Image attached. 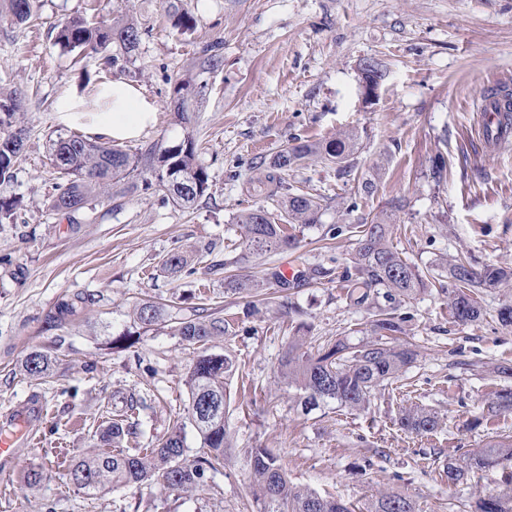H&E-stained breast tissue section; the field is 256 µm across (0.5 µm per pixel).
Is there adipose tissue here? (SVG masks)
Segmentation results:
<instances>
[{
  "instance_id": "adipose-tissue-1",
  "label": "adipose tissue",
  "mask_w": 512,
  "mask_h": 512,
  "mask_svg": "<svg viewBox=\"0 0 512 512\" xmlns=\"http://www.w3.org/2000/svg\"><path fill=\"white\" fill-rule=\"evenodd\" d=\"M93 134L115 140L134 139L156 119L157 107L134 85L118 80L97 86Z\"/></svg>"
}]
</instances>
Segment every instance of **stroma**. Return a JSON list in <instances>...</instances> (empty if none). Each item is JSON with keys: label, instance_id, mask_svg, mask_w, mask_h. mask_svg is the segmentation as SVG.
Instances as JSON below:
<instances>
[{"label": "stroma", "instance_id": "1", "mask_svg": "<svg viewBox=\"0 0 512 512\" xmlns=\"http://www.w3.org/2000/svg\"><path fill=\"white\" fill-rule=\"evenodd\" d=\"M194 31L172 30L164 0H35L36 25L0 22V86L18 90L27 127L26 152L0 194L22 198L13 222L0 224V410L29 397L44 415L29 426L32 443L17 464L0 467V512H259L251 489V453L277 456L294 485L330 496L351 512H371L381 494L409 498L415 512H472L480 490L500 486L512 461L466 472L457 484L440 476L451 459L512 437V412L487 417V404L512 367V329L497 318L512 288L482 291L480 318L455 323L448 282L427 279L418 293L391 299L372 291L350 304L346 269L358 224L385 214L402 257L420 271L436 260L466 255L476 265L512 267V137L497 149L478 138L479 101L486 90L512 92V0H186ZM112 23L132 16L141 40L104 67L98 55L68 52L55 24L78 15ZM221 42L224 64L191 123L174 110V88L195 52ZM374 60L385 78L378 96H364L361 68ZM116 79L133 82L158 109L155 124L122 146L136 153L192 138L209 189L189 210L145 182L114 187L74 220L52 214L47 198L62 177L50 160L57 135L88 134L85 113L63 120L62 95L87 93ZM355 134L351 176L308 159L285 176L291 191L323 195L318 223L297 226V249L254 256L245 274L288 264L317 269L310 284L266 299L263 290L235 292L228 262L244 253L236 222L244 210L275 202L250 188L286 143H324ZM374 185L354 199L357 181ZM357 209H350V202ZM194 274L172 276L162 262L173 251ZM76 294L87 301L57 329L45 319ZM142 298L165 304L168 320L149 331L134 323ZM204 306L231 320L230 335L210 351L235 356L224 416L229 446L224 466L207 471L204 491L179 493L161 484L90 495L68 480L80 456L101 447L116 414L134 422L140 447L156 445L185 417L186 373L195 349L171 324ZM403 317L418 356L398 382L366 407L330 401L303 409L281 360L295 331L317 350L340 337L372 339L376 308ZM139 343L110 348L113 337ZM50 354V376L20 370L32 350ZM439 417L416 436L398 425L404 408ZM43 469L37 487L27 468Z\"/></svg>", "mask_w": 512, "mask_h": 512}]
</instances>
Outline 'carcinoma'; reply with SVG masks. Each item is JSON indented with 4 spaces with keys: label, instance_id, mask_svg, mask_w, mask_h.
<instances>
[{
    "label": "carcinoma",
    "instance_id": "obj_1",
    "mask_svg": "<svg viewBox=\"0 0 512 512\" xmlns=\"http://www.w3.org/2000/svg\"><path fill=\"white\" fill-rule=\"evenodd\" d=\"M166 12L175 29L194 28L196 19L184 0H165ZM33 17V0H0V19L22 24ZM56 42L69 51L104 53L113 44L130 51L140 40L138 26L132 21L105 25L85 18H73L55 26ZM221 44L203 47L193 58L192 74L175 87V111L184 123L190 121L189 101L203 98L205 76L222 63ZM20 101L15 91L0 90V185L14 180L17 165L25 152L27 132L17 118ZM356 138L346 135L325 144H287L270 163L272 171L258 180L256 191L267 199L278 198L281 207L274 213L258 206L238 215L244 226L248 252L235 258L245 264L252 255H261L296 245V237L286 233L293 224L304 226L319 221L324 197L313 194L285 193L284 175L303 160L317 157L346 168L354 152ZM54 167L65 178L49 199V209L69 219L88 208L120 183L154 178L165 191L166 200L181 209L193 208L209 188L206 169L197 162L194 141L187 137L178 143L152 145L132 154L118 145H106L80 134H60L51 144ZM22 198L0 196V224L13 219L21 208ZM354 278L347 300L362 305L371 290L383 287L392 297H407L424 285L418 270L409 264L390 242L387 218L375 217L363 224L361 239L351 259ZM162 268L178 274H192L188 258L179 252L167 256ZM437 276L448 278L451 316L458 324L476 321L481 314L478 296L487 288H512V268L473 265L463 256L445 258L433 265ZM82 297L65 300L50 316L60 323L76 312ZM135 319L148 329L165 321L166 308L150 299H141L133 307ZM403 319L385 314L373 323L375 339L352 345L342 339L312 353L304 349L301 336L292 337L291 348L283 367L288 380L303 393L302 407L311 410L325 400H335L344 407L358 409L370 402L375 391L399 378L405 366L413 362L416 351L398 343L404 332ZM230 323L216 312L203 307L195 317L175 326L176 335L202 350L193 360L185 378L189 402L188 420L201 440L202 454L186 461L182 437L184 424L178 423L171 433L153 448H129L116 453L101 450L78 458L68 472L69 479L87 493L140 485L156 481L177 492L202 491L205 472L224 463L227 434L224 415L228 406L226 385L236 371V361L226 353L208 351L207 342L229 333ZM52 358L34 350L22 362L25 375L40 379L49 376ZM494 412L512 411V387L495 392L491 402ZM404 430L424 435L438 425V417L421 407L405 410L399 418ZM136 434L130 424L113 421L103 432L108 440ZM512 460V439L489 445L459 465L448 463L443 476L455 483L469 468H493L504 459ZM253 495L263 503V512H350L346 504L322 497L288 481L278 458L265 448L252 452ZM372 512H414L412 503L396 493L379 497ZM474 512H512V482L503 489H490L475 502Z\"/></svg>",
    "mask_w": 512,
    "mask_h": 512
}]
</instances>
